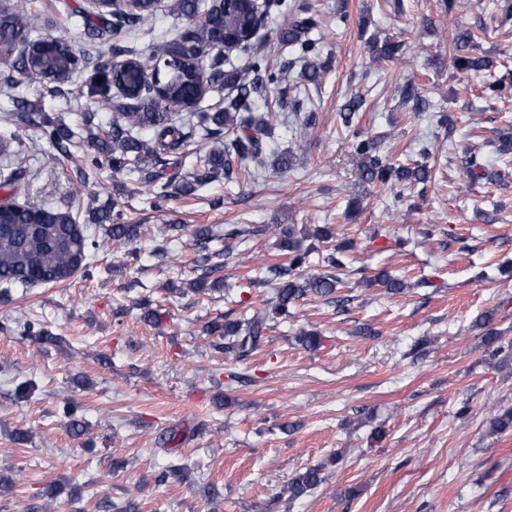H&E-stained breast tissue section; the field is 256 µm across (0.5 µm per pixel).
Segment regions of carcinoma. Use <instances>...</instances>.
Masks as SVG:
<instances>
[{"label":"carcinoma","instance_id":"cac0c4a2","mask_svg":"<svg viewBox=\"0 0 512 512\" xmlns=\"http://www.w3.org/2000/svg\"><path fill=\"white\" fill-rule=\"evenodd\" d=\"M35 0H22L15 11L0 17V55H11L19 43L36 45L51 40L46 35L28 40L26 35L28 13ZM173 11L188 21L205 11L204 0H175ZM153 10L148 7L129 12L102 9L89 19V31L101 38L123 29H137L150 23ZM255 18V7L231 6L227 12L213 14L206 25L192 26L168 41L161 39L152 45V57L160 61V77L163 90L158 94L151 90H141L134 86L112 95L109 81L112 73L107 66L97 67L95 78L88 84V95L96 102L116 112L112 124L104 129L94 126L86 118L80 131L68 125L44 119L37 123L43 135L62 152L70 151L75 139L82 138L97 151L108 157L112 170L128 171L140 176L146 185H160L155 193L158 200L187 195L199 186L219 179L228 182L239 178L240 173L249 171V166L264 163V138L267 124L252 116L251 94L256 87L246 83L242 74L227 72L224 66L230 63L226 57L215 56L209 65L210 87L218 93L213 111L201 113L200 125L195 126L181 119V113L193 111L202 101L200 77L187 65V60L199 55L208 47L221 44L224 36H236L238 49L247 52L251 49L252 38L248 37ZM318 26L313 15H297L280 30L276 47L289 49L296 55L292 62L305 63L303 78L318 84L321 63L318 58L322 51L321 39H314L310 33ZM474 34L468 30L452 31L448 36V50L453 53V67L461 74L488 70L493 66L489 57H474L469 54L473 46ZM81 52L72 44L59 40L47 53L33 49L28 55L18 56L14 70L16 77L12 88L32 81L31 70L39 69L46 77L44 88L47 94H62L61 84L80 69ZM286 66H271L266 56H252L248 71L257 74L267 85L280 87L285 80ZM101 83H96V78ZM143 126L152 129V138L143 141L134 135V130ZM212 139L218 146L206 153L194 148L196 136ZM354 152L365 159L363 176L372 183L386 186L395 182L415 184L430 179V156L422 151V160L412 167L397 166L386 159L371 155L373 143L353 132ZM14 135L0 134V188L8 190L0 201V284L35 286L53 284L70 278L75 266L85 267L89 249L104 245L116 251L128 247L140 233V225L120 222V213L115 205H105L92 219L97 224H108L107 239L98 243L88 236L71 231L70 213L44 206H35L19 201L22 191L19 185L20 173L9 168L8 158L13 154ZM475 159L467 161L458 172V179L465 188L472 190L478 180L495 181L493 173L478 174ZM281 247L288 252V263L268 266L266 277L253 280L255 285H275L273 296L266 301V308L255 312L249 318H216L205 326L209 335L224 337L220 350L224 355L237 361L252 356L261 346L264 332L271 324L286 322L293 316L295 303L308 296L332 298L339 283L337 275L330 270L345 267L341 253L347 246L340 245L324 251L318 250L316 243H324L330 238V231L316 226L303 236H298L294 227L282 224L272 226ZM192 245L201 253L199 261L204 264L203 274L188 282L189 289L202 292L216 290L224 286V276L220 275L222 265L211 263V243L214 241L212 228L207 224H197L192 229ZM318 252L319 263L329 272L306 275L309 257ZM495 312L486 311L475 319V325L484 331V340L493 344L500 339L493 327ZM22 336H30L43 343L55 344L59 337L52 335L37 322L27 320L20 331ZM323 336L316 330L302 329L296 342L302 347L315 351L322 346ZM494 432H504L512 428V408L502 410L490 420ZM325 466L318 465L299 471L288 482L289 499L297 500L309 495L324 481Z\"/></svg>","mask_w":512,"mask_h":512}]
</instances>
